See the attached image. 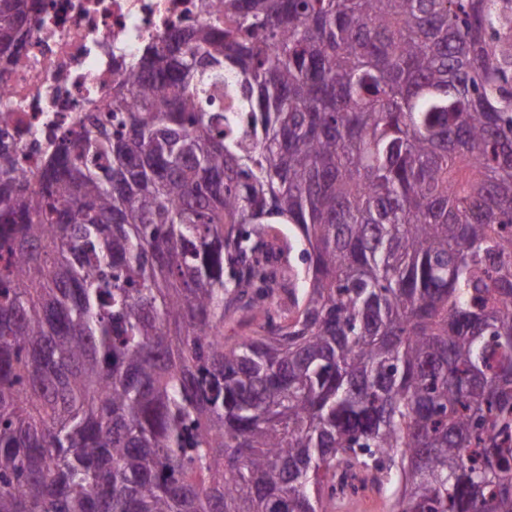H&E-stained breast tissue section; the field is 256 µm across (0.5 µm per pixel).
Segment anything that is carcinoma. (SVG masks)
<instances>
[{"label": "carcinoma", "mask_w": 512, "mask_h": 512, "mask_svg": "<svg viewBox=\"0 0 512 512\" xmlns=\"http://www.w3.org/2000/svg\"><path fill=\"white\" fill-rule=\"evenodd\" d=\"M215 6L0 166V512H512V0Z\"/></svg>", "instance_id": "obj_1"}]
</instances>
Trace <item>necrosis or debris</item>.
Here are the masks:
<instances>
[{
    "label": "necrosis or debris",
    "mask_w": 512,
    "mask_h": 512,
    "mask_svg": "<svg viewBox=\"0 0 512 512\" xmlns=\"http://www.w3.org/2000/svg\"><path fill=\"white\" fill-rule=\"evenodd\" d=\"M17 61H0V131L13 174H35L61 138L100 112L145 49L213 22V0H37Z\"/></svg>",
    "instance_id": "4bbe7bcc"
}]
</instances>
